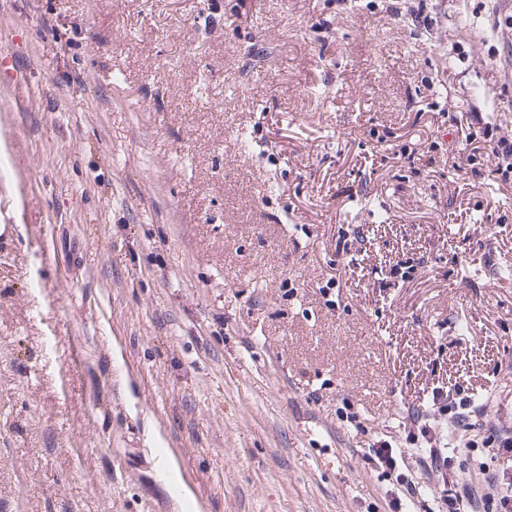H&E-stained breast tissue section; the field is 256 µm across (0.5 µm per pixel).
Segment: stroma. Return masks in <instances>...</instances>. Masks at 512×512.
Masks as SVG:
<instances>
[{
	"instance_id": "35a3bbf8",
	"label": "stroma",
	"mask_w": 512,
	"mask_h": 512,
	"mask_svg": "<svg viewBox=\"0 0 512 512\" xmlns=\"http://www.w3.org/2000/svg\"><path fill=\"white\" fill-rule=\"evenodd\" d=\"M8 59L0 512H393L403 407L512 422V0H0ZM479 131H475L471 134V143L477 144L472 148L471 156L476 158L477 153L479 154L482 148L481 144L491 149V154L498 162H496L497 172H506L512 169V142L508 143L503 140L494 141L493 133L489 129V126L484 127L482 130L479 127ZM503 164L504 167H503ZM511 172V171H510Z\"/></svg>"
}]
</instances>
